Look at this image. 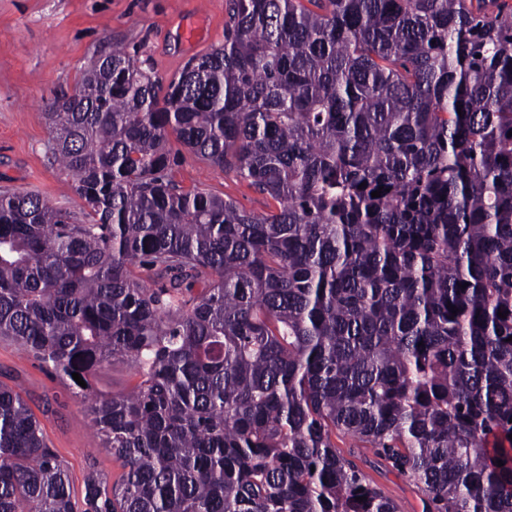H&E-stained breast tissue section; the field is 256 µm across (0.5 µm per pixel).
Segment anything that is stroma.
I'll use <instances>...</instances> for the list:
<instances>
[{"label":"stroma","mask_w":512,"mask_h":512,"mask_svg":"<svg viewBox=\"0 0 512 512\" xmlns=\"http://www.w3.org/2000/svg\"><path fill=\"white\" fill-rule=\"evenodd\" d=\"M199 15L204 34L193 51L183 42L181 27ZM227 19V0H0V186L37 191L57 206L75 208L73 180L50 160L47 103L73 94L90 61L116 42L170 80L193 52L223 44ZM173 154L172 175L184 188L232 198L257 214L275 209L273 199L234 173L212 167L179 144ZM0 381L20 386L74 486H81L91 468L110 479L120 474L80 399L7 338H0ZM336 445L399 512H426L425 492L375 449L341 435Z\"/></svg>","instance_id":"stroma-1"}]
</instances>
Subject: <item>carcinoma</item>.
<instances>
[{"label":"carcinoma","instance_id":"obj_1","mask_svg":"<svg viewBox=\"0 0 512 512\" xmlns=\"http://www.w3.org/2000/svg\"><path fill=\"white\" fill-rule=\"evenodd\" d=\"M46 118L79 205L0 191V337L123 473L75 491L0 382V512H397L338 432L512 512V0H228L168 84L115 46ZM172 135L276 210L179 186ZM138 382L133 368L125 362H114L97 373L95 385L98 391L112 394L126 392Z\"/></svg>","mask_w":512,"mask_h":512}]
</instances>
